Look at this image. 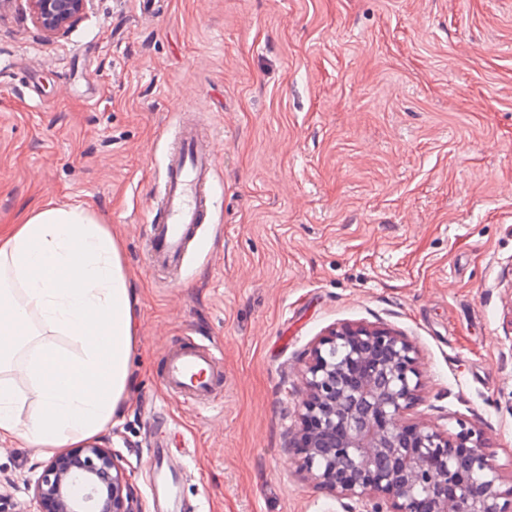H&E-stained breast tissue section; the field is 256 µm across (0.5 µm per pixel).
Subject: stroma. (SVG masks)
<instances>
[{
  "instance_id": "stroma-1",
  "label": "stroma",
  "mask_w": 512,
  "mask_h": 512,
  "mask_svg": "<svg viewBox=\"0 0 512 512\" xmlns=\"http://www.w3.org/2000/svg\"><path fill=\"white\" fill-rule=\"evenodd\" d=\"M215 134V204L166 286L145 257L183 108ZM102 215L139 344L102 439L142 512L151 449L203 512H364L285 443L300 373L340 324L417 347L414 420L483 435L512 482V0H91L49 40L0 12V233L23 206ZM224 352V395L165 392L169 347ZM44 456L0 440V492L33 512Z\"/></svg>"
}]
</instances>
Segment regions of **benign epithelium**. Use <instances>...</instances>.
I'll list each match as a JSON object with an SVG mask.
<instances>
[{"instance_id": "obj_1", "label": "benign epithelium", "mask_w": 512, "mask_h": 512, "mask_svg": "<svg viewBox=\"0 0 512 512\" xmlns=\"http://www.w3.org/2000/svg\"><path fill=\"white\" fill-rule=\"evenodd\" d=\"M45 38L66 34L89 0H25ZM300 425L286 448L318 488L372 502L371 512H512L484 438L414 421L418 351L379 325L342 324L313 347L301 372ZM36 512H141L110 448L90 442L51 457L29 488Z\"/></svg>"}]
</instances>
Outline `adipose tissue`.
I'll list each match as a JSON object with an SVG mask.
<instances>
[{
  "label": "adipose tissue",
  "instance_id": "obj_1",
  "mask_svg": "<svg viewBox=\"0 0 512 512\" xmlns=\"http://www.w3.org/2000/svg\"><path fill=\"white\" fill-rule=\"evenodd\" d=\"M133 304L122 247L93 212L33 208L0 234V438L50 454L111 428L134 383Z\"/></svg>",
  "mask_w": 512,
  "mask_h": 512
}]
</instances>
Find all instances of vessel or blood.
I'll use <instances>...</instances> for the list:
<instances>
[{
  "mask_svg": "<svg viewBox=\"0 0 512 512\" xmlns=\"http://www.w3.org/2000/svg\"><path fill=\"white\" fill-rule=\"evenodd\" d=\"M150 207L146 255L151 269L177 272L202 224L212 215L211 183L216 166L214 135L185 109ZM162 382L171 394L210 404L224 386V354L215 344L191 341L166 354Z\"/></svg>",
  "mask_w": 512,
  "mask_h": 512,
  "instance_id": "1",
  "label": "vessel or blood"
}]
</instances>
